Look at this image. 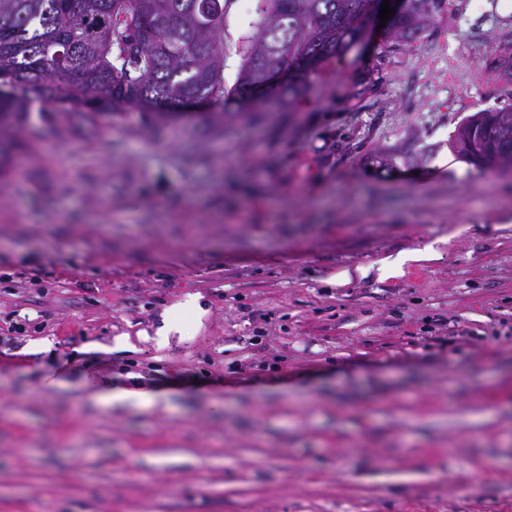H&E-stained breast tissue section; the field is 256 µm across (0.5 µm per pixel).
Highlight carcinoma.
<instances>
[{
    "instance_id": "obj_1",
    "label": "carcinoma",
    "mask_w": 512,
    "mask_h": 512,
    "mask_svg": "<svg viewBox=\"0 0 512 512\" xmlns=\"http://www.w3.org/2000/svg\"><path fill=\"white\" fill-rule=\"evenodd\" d=\"M447 0H407L385 41L412 43ZM372 0H258L262 19L233 92L288 60L295 77L349 50ZM224 0H0V119L9 112H84L224 96ZM458 156L512 175V108L478 112L456 130Z\"/></svg>"
}]
</instances>
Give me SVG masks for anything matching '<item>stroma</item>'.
<instances>
[{"label": "stroma", "instance_id": "stroma-1", "mask_svg": "<svg viewBox=\"0 0 512 512\" xmlns=\"http://www.w3.org/2000/svg\"><path fill=\"white\" fill-rule=\"evenodd\" d=\"M507 54L447 0L270 107L0 120V512H512V177L451 149ZM99 399L109 402L111 404H125V403H142L150 400L151 396L148 393L134 391L122 387H112L103 391L98 396Z\"/></svg>", "mask_w": 512, "mask_h": 512}]
</instances>
